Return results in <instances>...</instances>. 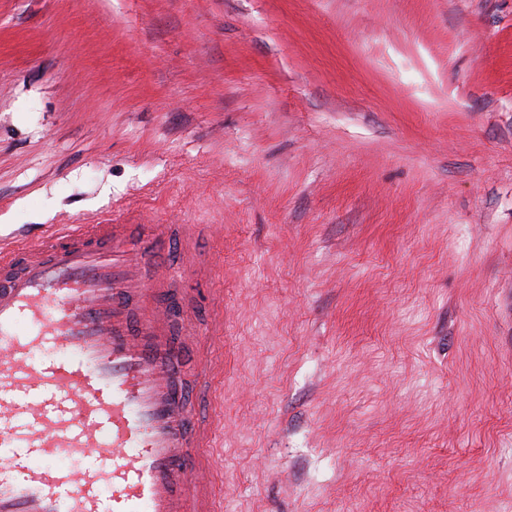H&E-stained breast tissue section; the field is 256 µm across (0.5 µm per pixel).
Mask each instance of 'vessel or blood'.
<instances>
[{
	"mask_svg": "<svg viewBox=\"0 0 512 512\" xmlns=\"http://www.w3.org/2000/svg\"><path fill=\"white\" fill-rule=\"evenodd\" d=\"M194 239L191 224H59L0 247V512H221L209 453L220 366H198L191 407L177 376L194 313L164 300L204 266Z\"/></svg>",
	"mask_w": 512,
	"mask_h": 512,
	"instance_id": "vessel-or-blood-1",
	"label": "vessel or blood"
}]
</instances>
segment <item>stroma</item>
I'll return each instance as SVG.
<instances>
[{"label":"stroma","instance_id":"35a3bbf8","mask_svg":"<svg viewBox=\"0 0 512 512\" xmlns=\"http://www.w3.org/2000/svg\"><path fill=\"white\" fill-rule=\"evenodd\" d=\"M149 223L223 512H512V0H0V241Z\"/></svg>","mask_w":512,"mask_h":512}]
</instances>
